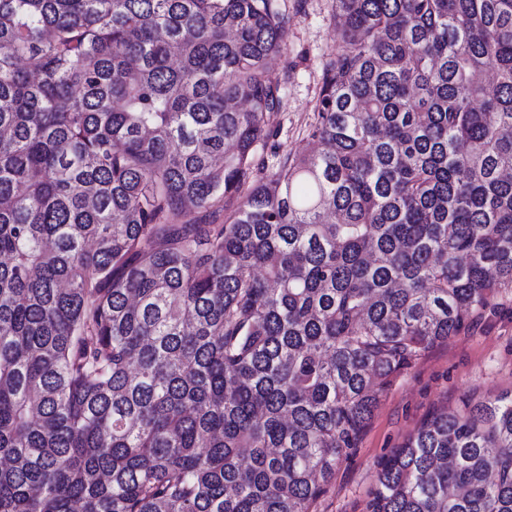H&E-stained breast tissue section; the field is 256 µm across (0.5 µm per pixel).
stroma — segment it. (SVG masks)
<instances>
[{
    "label": "stroma",
    "mask_w": 512,
    "mask_h": 512,
    "mask_svg": "<svg viewBox=\"0 0 512 512\" xmlns=\"http://www.w3.org/2000/svg\"><path fill=\"white\" fill-rule=\"evenodd\" d=\"M291 19L287 46L271 76L282 85V108L272 113L264 152L268 166L310 142L322 64L339 38L333 0H279ZM512 392V292L494 297L472 327L429 349L384 391L355 448L340 462L310 512H366L380 459L433 413L464 399Z\"/></svg>",
    "instance_id": "1"
}]
</instances>
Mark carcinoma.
I'll return each mask as SVG.
<instances>
[{
    "mask_svg": "<svg viewBox=\"0 0 512 512\" xmlns=\"http://www.w3.org/2000/svg\"><path fill=\"white\" fill-rule=\"evenodd\" d=\"M259 152L275 0H0V512H310L379 394L512 290V0H334ZM366 512H512V396ZM278 4L291 25L283 56L271 72L274 80L281 81L283 102L280 112H273L268 121L273 133L264 152L269 169L286 153L304 152L311 142L322 63L339 38L333 0H279Z\"/></svg>",
    "mask_w": 512,
    "mask_h": 512,
    "instance_id": "1",
    "label": "carcinoma"
}]
</instances>
